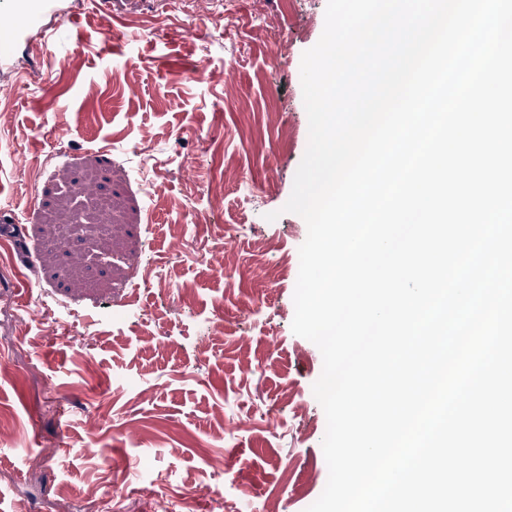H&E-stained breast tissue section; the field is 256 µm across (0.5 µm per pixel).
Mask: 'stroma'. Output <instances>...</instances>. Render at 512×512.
<instances>
[{
  "label": "stroma",
  "instance_id": "obj_1",
  "mask_svg": "<svg viewBox=\"0 0 512 512\" xmlns=\"http://www.w3.org/2000/svg\"><path fill=\"white\" fill-rule=\"evenodd\" d=\"M206 2L223 30L195 0H59L44 55L0 67V204L33 255L0 241V512H45L59 487L75 512L92 488L112 512H305L326 486L322 355L292 331L295 280L262 272L307 236L283 207L327 0ZM221 253L231 275L203 261Z\"/></svg>",
  "mask_w": 512,
  "mask_h": 512
}]
</instances>
